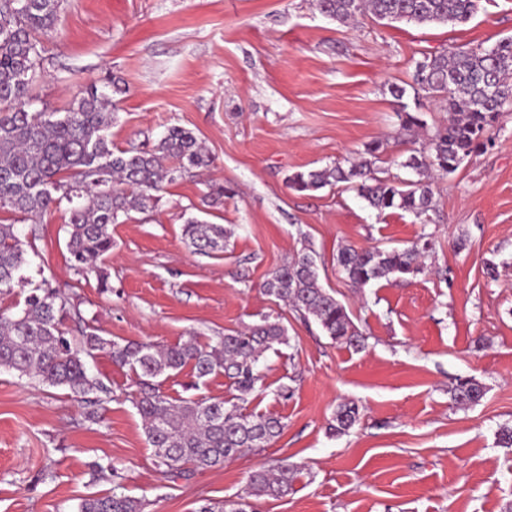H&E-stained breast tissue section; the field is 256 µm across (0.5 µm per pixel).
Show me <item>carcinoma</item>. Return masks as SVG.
Instances as JSON below:
<instances>
[{
  "label": "carcinoma",
  "mask_w": 512,
  "mask_h": 512,
  "mask_svg": "<svg viewBox=\"0 0 512 512\" xmlns=\"http://www.w3.org/2000/svg\"><path fill=\"white\" fill-rule=\"evenodd\" d=\"M62 0H0V210L32 218L47 213L58 201L71 204L67 247L74 269L98 271L97 262L112 253V225L131 210L155 207L166 182L188 169H208L213 157L189 129L173 126L151 150L112 151L110 129L121 92L117 81L110 91L96 84L81 86L65 112H32L33 81L43 45L41 37L58 20ZM325 16L347 24L369 14L379 20L418 24L465 23L479 9V0H316ZM415 95L445 104L448 122L429 135V151L411 156L403 167L418 180L376 176L382 142L365 148V157L348 167L336 164L320 170L296 172L288 184L297 191H315L344 183L372 208L400 210L417 218L434 208L428 182L434 171L455 172L465 159L491 141L490 131L501 112L512 107V38L486 49L455 45L416 63ZM182 235L195 251L209 254L224 249L228 232L221 224L190 218ZM431 248L418 240L408 248L376 246L339 250L336 266L354 287L381 279L414 277L423 271L421 258ZM24 241L14 224H0V293L26 283L21 271L27 260ZM263 292L284 301L304 319L312 318L329 338L353 348L365 346L346 308L319 284L314 258L304 252L275 270ZM69 300L57 288L32 289L23 307L0 315V370L35 378L85 398L110 390L90 375L86 358L109 350L115 364L135 376L139 393L134 405L140 415L156 464L163 473L183 477L192 469H206L245 456L277 439L284 424L276 417L246 414L241 402L260 380L257 369L263 354L289 343L288 330L265 318L244 330L232 331L215 344L192 337L175 345L148 342L124 344L96 330L73 336L66 326ZM191 367L202 380L222 374L237 401L172 399L161 389L167 379ZM458 408L478 404L486 386L475 378L461 379L450 389ZM354 402L337 405L329 430L344 435L359 421ZM297 468L288 462L254 470L248 495L281 498L292 490ZM248 504H205L196 512H248ZM142 500L122 492L80 499L76 512H144Z\"/></svg>",
  "instance_id": "obj_1"
}]
</instances>
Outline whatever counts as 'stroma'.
Listing matches in <instances>:
<instances>
[{
  "mask_svg": "<svg viewBox=\"0 0 512 512\" xmlns=\"http://www.w3.org/2000/svg\"><path fill=\"white\" fill-rule=\"evenodd\" d=\"M512 37V0H481L463 24L386 23L366 15L341 24L314 0H63L36 67L34 110H67L80 84L119 76L113 150L155 146L169 127L190 129L214 158L205 172L166 184L155 208L112 227L98 272L76 273L67 248L70 205L17 225L33 282L68 297L79 326L117 342L174 345L280 320L289 342L267 351L245 412L275 416L283 434L264 450L172 480L156 467L133 398L136 378L108 351L89 359L112 389L100 420L67 390L0 371V512H75L79 499L122 493L145 512H196L206 501L246 496L248 476L280 460L298 466L292 491L255 498L254 512H512V109L493 143L432 181L435 207L418 219L378 212L339 183L288 186L295 172L358 160L373 141L382 178H411L402 161L424 151L448 114L407 91L423 55ZM425 128L403 130L399 109ZM227 188L211 206L212 189ZM224 225V251L187 245L189 217ZM433 245L422 274L349 285L341 247ZM314 251L321 284L366 336L364 349L336 344L263 282ZM500 262L497 278L487 260ZM473 377L487 393L455 408L449 391ZM292 389L278 396L281 384ZM170 397L230 399L224 376L195 383L190 370L166 380ZM360 422L343 436L327 427L339 403ZM120 483H113V473Z\"/></svg>",
  "mask_w": 512,
  "mask_h": 512,
  "instance_id": "1",
  "label": "stroma"
}]
</instances>
